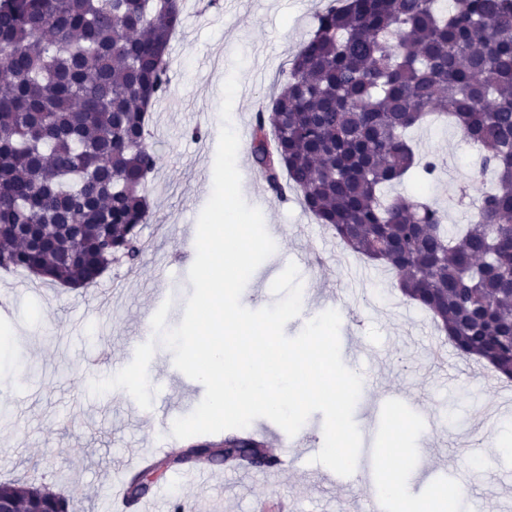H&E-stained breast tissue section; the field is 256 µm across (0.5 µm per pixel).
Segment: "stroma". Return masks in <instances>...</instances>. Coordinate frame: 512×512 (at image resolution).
I'll use <instances>...</instances> for the list:
<instances>
[{
  "label": "stroma",
  "instance_id": "stroma-1",
  "mask_svg": "<svg viewBox=\"0 0 512 512\" xmlns=\"http://www.w3.org/2000/svg\"><path fill=\"white\" fill-rule=\"evenodd\" d=\"M329 0H184L182 23L169 46L170 92L153 107L148 144L159 156L151 178L153 219L143 228L148 248L132 266L113 265L99 290L38 285L14 271L0 274V295L12 310L0 315V483L44 486L67 498L68 512H113L112 481L131 464L135 451L164 443L180 453L187 442L173 438L170 424L190 414L204 397L203 385L173 365L157 347L149 381L156 389V421L130 413L129 395L115 389L95 396L89 383L130 363L132 345L144 341L143 325L172 299L168 326L179 325L193 292L188 272L198 216L213 186L221 129L222 87L237 73L231 122L240 145V173L252 168L249 142L258 106L283 84L290 62L313 34ZM242 66H235V56ZM201 138H192L193 128ZM421 152L448 165L430 182L395 185L394 193L422 196L443 209L452 224L468 223L483 184L470 182L474 149L450 124L436 122L413 133ZM244 200L277 227L276 250L251 275L242 304L260 309L274 303L273 280L296 264L303 284L302 311L285 326L297 335L305 323L332 305L341 315V356L360 373L363 388L354 409L362 446L347 486L328 479L316 463L324 435L322 413H313L296 435L266 418L250 431L266 434L289 465L243 483L233 469L213 467L205 484L167 471L155 492L180 499L184 512H357L361 480L381 489L387 465L402 468L403 500L386 499L389 512H417L443 489L466 483L468 493L453 512H506L512 507V451L495 454L488 470L475 457L487 449L504 417L510 391L484 382L479 364L448 350L445 363L433 351L444 335L429 315L396 289L397 277L375 262L343 250L307 213L296 194L281 200L264 182L242 184ZM109 362H97L100 351Z\"/></svg>",
  "mask_w": 512,
  "mask_h": 512
}]
</instances>
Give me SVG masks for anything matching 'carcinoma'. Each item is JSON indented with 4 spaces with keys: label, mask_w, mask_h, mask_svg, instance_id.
Wrapping results in <instances>:
<instances>
[{
    "label": "carcinoma",
    "mask_w": 512,
    "mask_h": 512,
    "mask_svg": "<svg viewBox=\"0 0 512 512\" xmlns=\"http://www.w3.org/2000/svg\"><path fill=\"white\" fill-rule=\"evenodd\" d=\"M182 0H0V269L89 288L112 262L134 265L152 215L151 110L169 88L168 50ZM477 149L471 178L495 177L454 232L421 198L387 197L444 160L410 137L432 114ZM253 167L352 253L395 271L458 355L512 380V0H341L317 16L289 77L255 113ZM267 441L230 431L197 448L224 466L269 470ZM132 474L126 501L149 497ZM23 512L66 500L0 484Z\"/></svg>",
    "instance_id": "1"
}]
</instances>
